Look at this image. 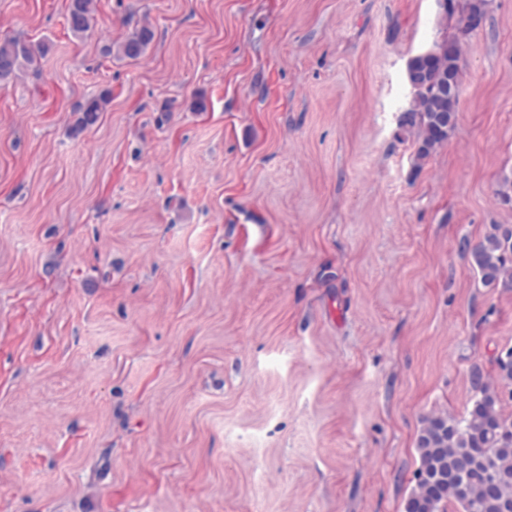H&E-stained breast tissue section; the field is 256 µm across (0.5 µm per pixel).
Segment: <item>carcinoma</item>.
<instances>
[{
	"label": "carcinoma",
	"instance_id": "cac0c4a2",
	"mask_svg": "<svg viewBox=\"0 0 512 512\" xmlns=\"http://www.w3.org/2000/svg\"><path fill=\"white\" fill-rule=\"evenodd\" d=\"M96 0H69V30H90ZM486 16V0H448L442 19L454 22L457 34L445 36L429 52L411 57L406 78L415 95L403 112L401 128L414 137L416 158H428L448 139L459 105L463 39L477 30L476 17ZM154 38L146 24L135 28L118 45L124 58L137 60ZM50 50L46 41L0 38V71L13 79L23 68L39 70ZM111 102L110 94L88 99L78 109L79 130L94 125ZM463 250L483 285L512 290V224H491L478 241L463 242ZM495 376L474 367L470 383L472 405L461 418L446 413L427 416L417 440L420 464L405 512H512V417L504 405L512 400V347L494 359Z\"/></svg>",
	"mask_w": 512,
	"mask_h": 512
}]
</instances>
